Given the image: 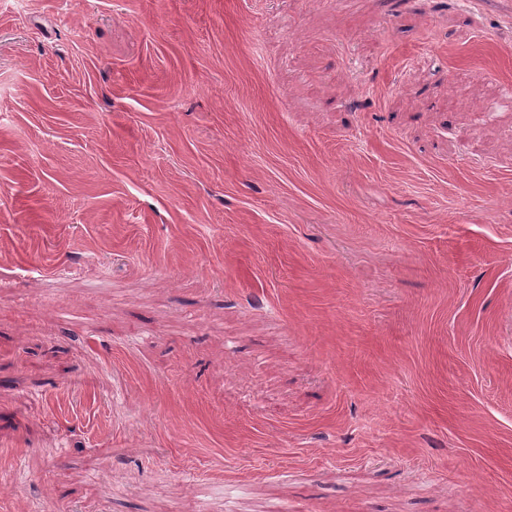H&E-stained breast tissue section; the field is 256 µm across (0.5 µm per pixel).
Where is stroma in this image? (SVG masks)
<instances>
[{
    "mask_svg": "<svg viewBox=\"0 0 512 512\" xmlns=\"http://www.w3.org/2000/svg\"><path fill=\"white\" fill-rule=\"evenodd\" d=\"M512 0H0V512H512Z\"/></svg>",
    "mask_w": 512,
    "mask_h": 512,
    "instance_id": "1",
    "label": "stroma"
}]
</instances>
